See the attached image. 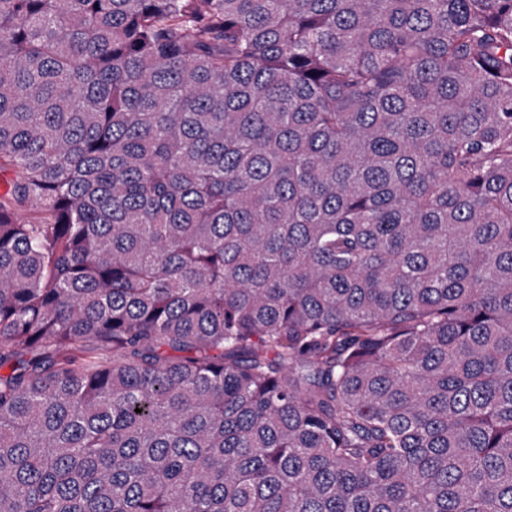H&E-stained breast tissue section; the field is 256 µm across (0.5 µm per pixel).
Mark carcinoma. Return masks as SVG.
<instances>
[{"instance_id": "obj_1", "label": "carcinoma", "mask_w": 512, "mask_h": 512, "mask_svg": "<svg viewBox=\"0 0 512 512\" xmlns=\"http://www.w3.org/2000/svg\"><path fill=\"white\" fill-rule=\"evenodd\" d=\"M9 171L0 512H512V0H0Z\"/></svg>"}]
</instances>
